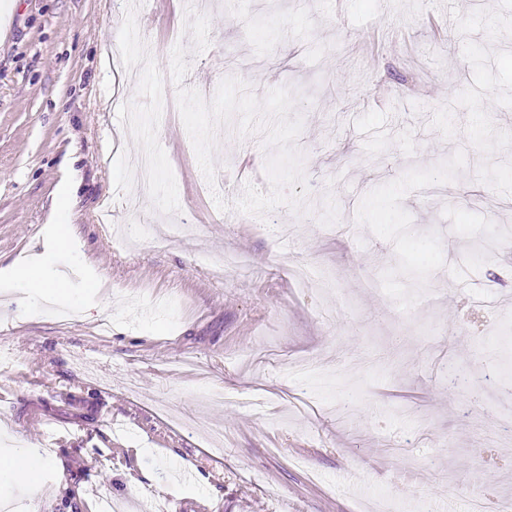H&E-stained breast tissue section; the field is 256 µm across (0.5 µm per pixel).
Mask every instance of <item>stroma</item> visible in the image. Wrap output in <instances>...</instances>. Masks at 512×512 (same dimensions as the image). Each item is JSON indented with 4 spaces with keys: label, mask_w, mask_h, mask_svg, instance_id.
<instances>
[{
    "label": "stroma",
    "mask_w": 512,
    "mask_h": 512,
    "mask_svg": "<svg viewBox=\"0 0 512 512\" xmlns=\"http://www.w3.org/2000/svg\"><path fill=\"white\" fill-rule=\"evenodd\" d=\"M13 2L0 458L46 449L38 512H99L102 495L122 512L512 502V443H480L512 423V0ZM178 44L186 86L232 68L257 97L292 90L304 211L235 210L246 185L270 189L258 133L219 130L207 183ZM68 187L80 260L52 243ZM145 224L190 231L159 245ZM48 251L68 291L34 307L5 278ZM219 253L240 266L207 268ZM197 416L223 426L222 453Z\"/></svg>",
    "instance_id": "obj_1"
}]
</instances>
